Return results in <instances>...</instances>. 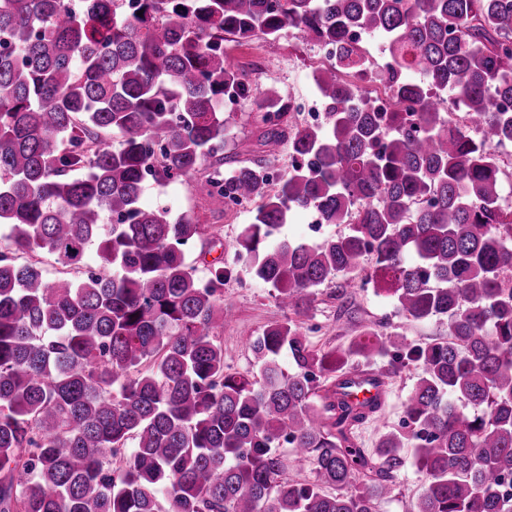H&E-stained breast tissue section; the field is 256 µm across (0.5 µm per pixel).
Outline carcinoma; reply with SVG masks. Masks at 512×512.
Returning <instances> with one entry per match:
<instances>
[{
	"mask_svg": "<svg viewBox=\"0 0 512 512\" xmlns=\"http://www.w3.org/2000/svg\"><path fill=\"white\" fill-rule=\"evenodd\" d=\"M131 2L0 0V512H375L409 450L413 512H512V0ZM286 31L352 70L356 36L380 38L397 110L318 67L325 123L289 133L287 101L259 104L267 151L293 158L277 185L261 162L226 175L224 95H260L224 43ZM146 171L205 174L217 211L257 202L235 254L286 311L250 339L261 381L224 364V265L196 276L201 225L142 204ZM300 210L350 232L273 240ZM339 276L336 296L360 278L448 338L365 322L314 349L315 288ZM353 355L420 370L371 451L355 430L381 405L359 399ZM284 443L312 481L288 479Z\"/></svg>",
	"mask_w": 512,
	"mask_h": 512,
	"instance_id": "obj_1",
	"label": "carcinoma"
}]
</instances>
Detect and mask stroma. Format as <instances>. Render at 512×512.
<instances>
[{"label": "stroma", "mask_w": 512, "mask_h": 512, "mask_svg": "<svg viewBox=\"0 0 512 512\" xmlns=\"http://www.w3.org/2000/svg\"><path fill=\"white\" fill-rule=\"evenodd\" d=\"M262 51L265 71L259 79L261 89L276 93L281 98H314L318 89L313 70L321 60L319 47L301 42L294 33H284L278 42L255 48L253 43L230 45V61L245 72H252L255 51ZM227 131L224 149L240 161L250 163L264 156L265 127L254 105L240 104L235 110L225 111ZM142 201L148 206L167 208L171 215L189 214L197 223L214 233V240L196 242L189 260L197 268L200 278H208L212 263L223 262L227 275L224 279V303L231 316L224 321L220 334L224 340V363L231 371L258 375L259 369L246 343L247 337L260 335L271 322L280 321L284 313L275 299L270 285L253 279L244 264L237 260L232 245L245 224L250 223L255 202L241 208L211 211L206 198L202 175L144 187ZM338 280H331L316 290L315 308L308 320V340L318 349L343 348L356 339L360 323L381 321L389 331L398 333L406 341L426 344L446 336V319L434 318L416 322L399 315L393 301L377 293L372 285L353 288L351 314L340 313L336 301ZM420 371L409 366L392 375L387 385V399L379 416L365 424L359 439L363 447H374L383 432L400 428L404 405L415 386ZM399 492L376 502V512H411L423 488V480L414 462H407L397 479Z\"/></svg>", "instance_id": "35a3bbf8"}]
</instances>
